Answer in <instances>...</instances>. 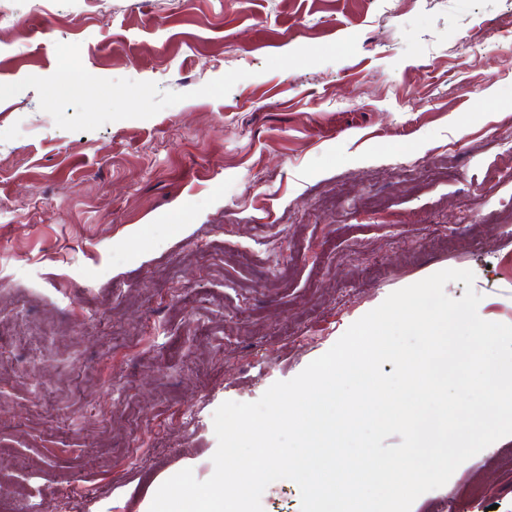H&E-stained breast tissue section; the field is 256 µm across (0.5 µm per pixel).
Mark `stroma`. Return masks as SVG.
I'll use <instances>...</instances> for the list:
<instances>
[{"instance_id": "35a3bbf8", "label": "stroma", "mask_w": 512, "mask_h": 512, "mask_svg": "<svg viewBox=\"0 0 512 512\" xmlns=\"http://www.w3.org/2000/svg\"><path fill=\"white\" fill-rule=\"evenodd\" d=\"M357 35L351 58L267 57ZM86 70L188 98L57 128L0 101V512H139L213 414L390 293L469 269L512 325V0H0V84ZM244 69L222 98L195 91ZM416 512H512V439Z\"/></svg>"}]
</instances>
